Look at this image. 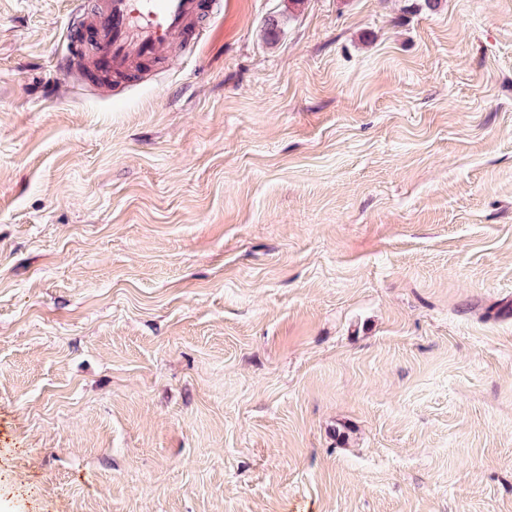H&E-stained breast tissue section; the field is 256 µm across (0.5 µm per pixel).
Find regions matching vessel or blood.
<instances>
[{
	"label": "vessel or blood",
	"mask_w": 512,
	"mask_h": 512,
	"mask_svg": "<svg viewBox=\"0 0 512 512\" xmlns=\"http://www.w3.org/2000/svg\"><path fill=\"white\" fill-rule=\"evenodd\" d=\"M224 0H77L60 65L67 78L109 79L137 72L176 40H195Z\"/></svg>",
	"instance_id": "b4317fda"
}]
</instances>
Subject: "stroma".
I'll return each mask as SVG.
<instances>
[{
    "instance_id": "stroma-1",
    "label": "stroma",
    "mask_w": 512,
    "mask_h": 512,
    "mask_svg": "<svg viewBox=\"0 0 512 512\" xmlns=\"http://www.w3.org/2000/svg\"><path fill=\"white\" fill-rule=\"evenodd\" d=\"M72 9L0 0V512H512V0L79 87Z\"/></svg>"
}]
</instances>
